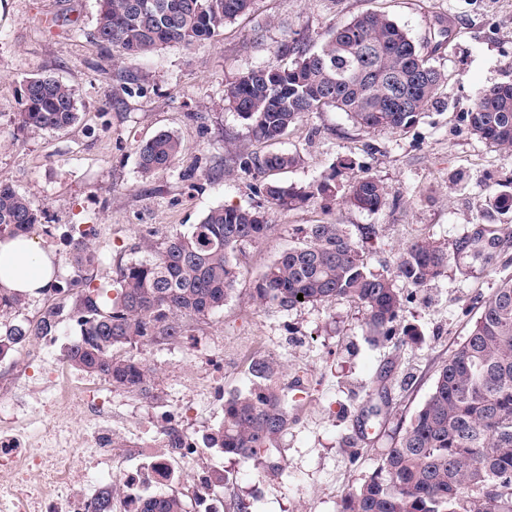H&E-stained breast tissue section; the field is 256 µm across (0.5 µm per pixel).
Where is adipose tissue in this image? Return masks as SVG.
I'll use <instances>...</instances> for the list:
<instances>
[{"label":"adipose tissue","mask_w":512,"mask_h":512,"mask_svg":"<svg viewBox=\"0 0 512 512\" xmlns=\"http://www.w3.org/2000/svg\"><path fill=\"white\" fill-rule=\"evenodd\" d=\"M54 280L43 245L34 238L0 242V289L34 298Z\"/></svg>","instance_id":"adipose-tissue-1"}]
</instances>
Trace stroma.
Segmentation results:
<instances>
[{
    "label": "stroma",
    "mask_w": 512,
    "mask_h": 512,
    "mask_svg": "<svg viewBox=\"0 0 512 512\" xmlns=\"http://www.w3.org/2000/svg\"><path fill=\"white\" fill-rule=\"evenodd\" d=\"M97 10V0H0V179L42 210L52 234L34 236L60 260L61 279L72 275L63 238L71 224L94 225L101 262L93 273L101 279L115 277L144 239L187 232L219 205L261 210L271 226L259 243L238 250V279L223 309L194 322L181 342L135 349L157 370L149 396L99 380L112 430L130 448L114 465H138L136 448L171 413L195 437L215 427L225 396L248 386L251 359L271 357L282 364L277 388L290 405L288 429L271 451L280 467L202 451L208 469L226 476L224 512H234L241 499L253 512H339L341 498L394 447L428 398L482 300L512 278V211L492 205L495 192H512V156L476 139L461 120L478 91L512 81V0H254L215 42L168 46L146 58H120L94 42ZM370 12L403 27L446 74L440 103L404 132H367L327 108L304 117L281 141V149L300 157L289 183L309 187L345 160L350 167L338 184L376 178L388 190L381 211L321 198L291 209L271 205L238 168V152L268 147L226 107V85L275 62L295 35L316 39ZM41 72L78 89L79 118L71 127L41 134L21 128L25 84ZM161 131L181 139L179 165L196 167L201 180L172 172L142 176L135 146ZM312 224L344 225L364 244L368 269L389 277L411 242L447 249L439 280L402 287L406 302L396 330L417 327L419 343L372 345L364 307L346 299L287 312L254 300L268 265ZM484 225L501 240L492 271L458 249ZM78 334L71 322L65 334L0 360V384L46 385Z\"/></svg>",
    "instance_id": "1"
}]
</instances>
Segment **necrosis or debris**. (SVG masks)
I'll return each instance as SVG.
<instances>
[{
  "label": "necrosis or debris",
  "instance_id": "obj_1",
  "mask_svg": "<svg viewBox=\"0 0 512 512\" xmlns=\"http://www.w3.org/2000/svg\"><path fill=\"white\" fill-rule=\"evenodd\" d=\"M26 400L23 393L0 399V512H92L106 479L122 488L124 512H142L145 487L170 485L198 462L196 449L176 454L155 439L140 450L145 467L113 471L112 416L95 391L59 384L49 396L52 404L86 409L94 426L83 434L51 412L36 431L18 433L14 423Z\"/></svg>",
  "mask_w": 512,
  "mask_h": 512
}]
</instances>
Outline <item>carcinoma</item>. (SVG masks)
<instances>
[{
  "label": "carcinoma",
  "mask_w": 512,
  "mask_h": 512,
  "mask_svg": "<svg viewBox=\"0 0 512 512\" xmlns=\"http://www.w3.org/2000/svg\"><path fill=\"white\" fill-rule=\"evenodd\" d=\"M252 0H99L92 39L122 56L145 57L167 46L213 41L224 23L247 12ZM276 62L241 74L224 101L270 146L304 117L327 107L344 112L364 130L404 131L437 102L445 75L429 63L408 33L384 14H365L331 28L318 42L294 38ZM76 89L49 74L24 89L21 127L31 133L60 130L78 118ZM470 134L512 152V82L478 93L463 114ZM141 173L174 168L180 138L163 131L138 144ZM299 155L274 150L238 157L241 172L260 180L267 202L282 208L322 196L336 197L333 170L307 191L282 175ZM387 188L373 177L348 185L343 200L358 210L385 206ZM42 212L0 180V240L28 237ZM270 229L255 208L218 206L186 233L139 245L144 255L117 268L111 282L87 272L99 260L92 225L71 224L65 234L74 269L51 284L58 304L21 317L29 298L0 292V360L18 347L60 334L64 320L79 327L68 361L112 385L145 393L155 369L122 351L170 344L189 335L192 323L224 307L234 289L236 251L260 242ZM493 230L481 228L461 250L481 267L496 266ZM448 250L427 240L406 246L397 278L372 273L364 246L340 224H312L303 241L266 270L254 298L288 311L305 303L344 298L361 304L373 343L389 342L406 297L396 279L421 287L443 275ZM303 300H298V295ZM280 364L256 358L250 385L224 399L221 422L199 438L178 424L161 426L169 448H207L225 456L256 459L288 429V400L275 387ZM143 512H187L177 495L146 499ZM339 512H512V280L481 303L469 334L439 368L432 392L373 472L345 494Z\"/></svg>",
  "instance_id": "obj_1"
}]
</instances>
